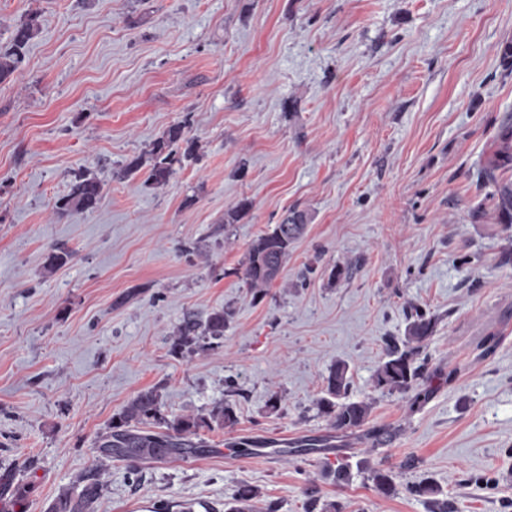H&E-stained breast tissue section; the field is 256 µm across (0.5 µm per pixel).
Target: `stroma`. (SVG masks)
Masks as SVG:
<instances>
[{
  "label": "stroma",
  "instance_id": "obj_1",
  "mask_svg": "<svg viewBox=\"0 0 512 512\" xmlns=\"http://www.w3.org/2000/svg\"><path fill=\"white\" fill-rule=\"evenodd\" d=\"M31 16L0 83V512H46L153 387L167 417L225 402L238 422L136 482L109 463L97 512H223L241 485L255 512H512V227L469 217L512 116V0H0V51ZM182 121L197 162L159 187L122 176ZM85 171L100 206L57 209ZM295 207L306 232L254 299L247 249ZM60 247L71 259L48 268ZM418 307L435 319L418 389L375 388ZM218 308L234 313L218 346L170 353L186 313ZM339 361L372 406L347 435L316 405ZM244 437L255 454L233 452ZM425 479L436 496L406 493ZM37 30L35 17L15 26L12 34V47L8 51H0V83L8 79L18 68L22 59V50L33 38Z\"/></svg>",
  "mask_w": 512,
  "mask_h": 512
}]
</instances>
